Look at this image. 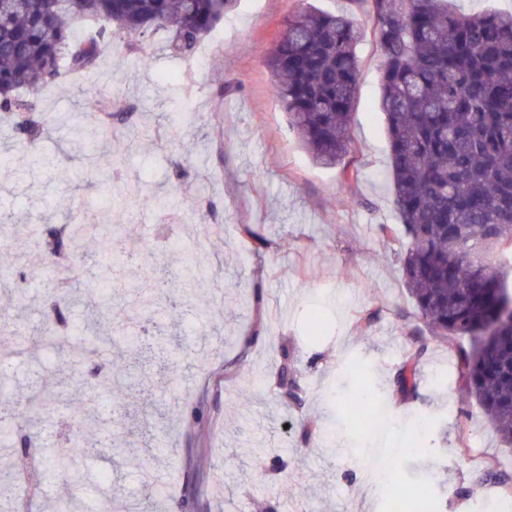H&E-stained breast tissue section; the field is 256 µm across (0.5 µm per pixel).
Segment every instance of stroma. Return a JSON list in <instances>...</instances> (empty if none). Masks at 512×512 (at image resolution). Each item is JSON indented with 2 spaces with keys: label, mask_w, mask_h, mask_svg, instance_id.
Segmentation results:
<instances>
[{
  "label": "stroma",
  "mask_w": 512,
  "mask_h": 512,
  "mask_svg": "<svg viewBox=\"0 0 512 512\" xmlns=\"http://www.w3.org/2000/svg\"><path fill=\"white\" fill-rule=\"evenodd\" d=\"M310 6L346 14L366 32L353 122L357 205L347 201L340 169L317 165L283 108L270 106L267 53L288 18ZM223 26V41H202L204 68L173 55L168 33L160 32L148 38L150 67L117 45L101 56L93 79L66 93L41 91L34 114L46 131L37 155L0 123V158L15 172L0 179V278L25 268L29 299L24 306L0 293V347H16L57 290L99 293L121 305L146 270L169 273L163 294L145 292L131 308L104 360L111 383L68 378L49 340L16 347V359L0 364L11 395L35 384L55 392L32 430L35 460L67 451L79 433L97 439L69 470L40 471L26 498L0 503V512H58L70 500L75 512H105L99 476L107 470L135 512L143 495L136 460L163 441L171 452L159 454L152 469L155 485L170 496L158 512H258L261 503L274 512L289 503L298 512H384L382 490L356 457L362 442L413 479L414 490H429L438 512H471L478 497L484 512H496L500 491L485 475L512 473V446L462 391L455 346L430 337L419 319L398 271L405 239L376 233L397 217L380 107L383 58L368 0H238ZM106 96L133 115L113 121L111 142L92 149L87 139ZM174 158L188 172L185 181L173 174ZM106 172L126 206L109 208L99 188ZM156 196L168 200V210L151 206ZM107 217L125 225L129 254L108 290L98 268L58 269L19 230ZM203 219L211 226L206 236L199 233ZM248 225L270 240L268 251L251 250ZM218 266L216 288L210 271ZM366 310L375 320L361 334L354 322ZM316 314L327 331L312 341L306 330ZM177 325L183 341L172 354L165 339ZM419 337L428 344L419 386L413 396H392L387 386ZM286 353L299 369L293 398L277 374ZM360 382L381 389L389 425L379 434L344 411L342 396ZM87 406L113 420L111 435L85 420ZM423 418L433 425L429 448L407 452ZM110 439L122 454H110ZM256 448L278 449L287 460L275 481L254 480Z\"/></svg>",
  "instance_id": "1"
}]
</instances>
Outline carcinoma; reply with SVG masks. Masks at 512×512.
<instances>
[{"label":"carcinoma","instance_id":"obj_1","mask_svg":"<svg viewBox=\"0 0 512 512\" xmlns=\"http://www.w3.org/2000/svg\"><path fill=\"white\" fill-rule=\"evenodd\" d=\"M237 0H0V116L15 117L17 138L29 149L36 122L18 113L22 93L69 89V77L92 74L104 50L133 38L139 61L151 60L144 39L173 34V51L195 53L200 40ZM384 59L380 105L386 121L390 180L398 223L379 225L385 239L407 244L397 260L404 285L432 336L458 345V377L500 440L512 445V13H463L448 0H367ZM363 30L343 14L318 9L288 19L266 58L270 88L316 164L342 167L347 201L361 204L351 135L357 93V46ZM97 224L44 227L46 256L77 260ZM68 303L51 302L32 338L69 329ZM126 309L96 311L98 325L78 349L58 354L68 368L102 374ZM426 342L406 357L392 390L416 387V364ZM297 369L283 354V387L298 389ZM370 395L355 391L348 404L363 416ZM27 420L0 422V439L13 441ZM94 447L77 437L54 468ZM260 481L284 465L273 448L259 450Z\"/></svg>","mask_w":512,"mask_h":512}]
</instances>
